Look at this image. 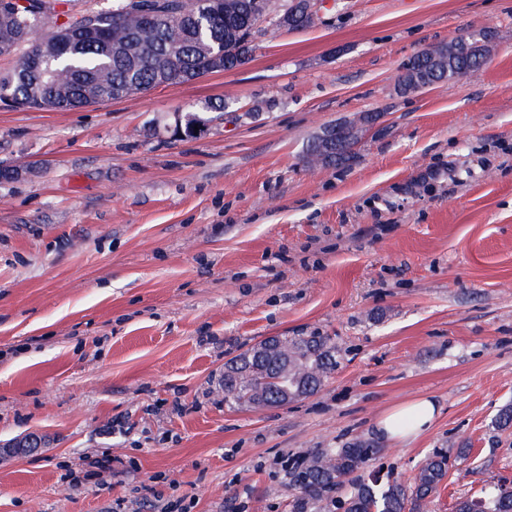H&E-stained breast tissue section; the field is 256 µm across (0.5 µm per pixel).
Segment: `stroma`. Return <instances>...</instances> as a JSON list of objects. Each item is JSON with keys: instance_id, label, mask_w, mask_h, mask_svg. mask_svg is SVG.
Returning <instances> with one entry per match:
<instances>
[{"instance_id": "obj_1", "label": "stroma", "mask_w": 512, "mask_h": 512, "mask_svg": "<svg viewBox=\"0 0 512 512\" xmlns=\"http://www.w3.org/2000/svg\"><path fill=\"white\" fill-rule=\"evenodd\" d=\"M488 27L477 70L400 95L402 65ZM234 102L191 136L176 115ZM381 113L348 165L325 127ZM0 512H292L290 471L359 439L428 512L512 486V0H327L238 68L79 110L0 103ZM328 336L297 402H225L224 365ZM422 397L406 442L377 420ZM111 458L109 468L88 463Z\"/></svg>"}]
</instances>
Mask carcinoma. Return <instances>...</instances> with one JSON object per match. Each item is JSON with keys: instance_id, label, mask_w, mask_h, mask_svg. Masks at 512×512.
Wrapping results in <instances>:
<instances>
[{"instance_id": "carcinoma-1", "label": "carcinoma", "mask_w": 512, "mask_h": 512, "mask_svg": "<svg viewBox=\"0 0 512 512\" xmlns=\"http://www.w3.org/2000/svg\"><path fill=\"white\" fill-rule=\"evenodd\" d=\"M149 2L167 10L153 26L141 30L124 24L127 9ZM273 0H117L109 12L92 14L106 40L82 32L68 36L63 47L50 49L60 32L77 23L72 18L56 27L44 41L29 43L39 24L57 16L59 0H0V51L29 44L16 69L0 76V94L17 107L77 110L90 104L143 94L161 85L181 84L219 69L232 70L248 59L256 42L250 30L264 36L279 28ZM304 0H288L292 29L309 26ZM490 34L476 30L460 38L452 53L439 44L411 57L402 66L396 89L409 95L443 77L463 75L483 63ZM447 61V75L435 70L432 59ZM342 150L323 161L343 166L355 158L360 130L351 124ZM336 369V343L329 336H272L263 339L224 366V401L253 408L285 405L316 393ZM365 440L341 448H324L298 462L293 479L294 512H426L448 474L446 454L437 452L420 466L413 482L397 479L369 482L347 479L370 460ZM512 512V492L502 489L491 498H466L456 512Z\"/></svg>"}]
</instances>
